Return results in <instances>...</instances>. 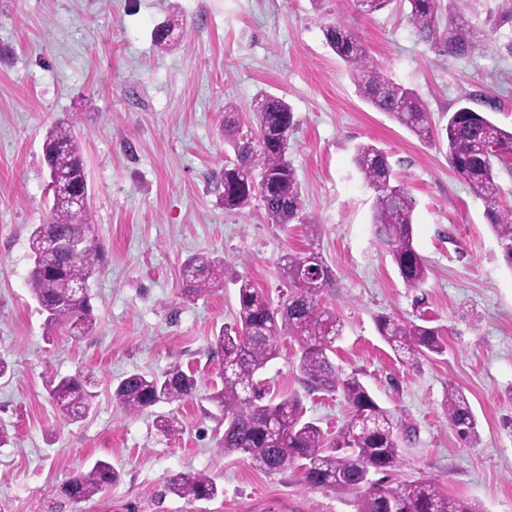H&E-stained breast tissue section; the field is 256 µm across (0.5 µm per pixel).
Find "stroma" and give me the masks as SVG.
Wrapping results in <instances>:
<instances>
[{
    "label": "stroma",
    "instance_id": "stroma-1",
    "mask_svg": "<svg viewBox=\"0 0 512 512\" xmlns=\"http://www.w3.org/2000/svg\"><path fill=\"white\" fill-rule=\"evenodd\" d=\"M333 17L354 29L370 59L414 89L434 117L463 99L512 128V24L459 58L435 54L396 7L365 17L353 0H332ZM182 19L183 41L163 51L155 27ZM325 19L310 0H0V422L14 439L0 448V506L6 512H355L351 499L298 476L260 470L224 454L222 432L202 399L218 382L210 351L238 308L235 277L270 298L283 288L285 254L317 245L336 278L324 298L343 323L333 362L358 373L402 430V463L386 483L426 475L485 512H512V268L503 262L484 202L444 153L379 112L356 92L347 65L327 46ZM266 92L292 107L288 158L304 213L318 224L267 223L258 205L225 210L214 175L224 165V104L252 121ZM81 134L95 234L106 262L90 281L92 335L47 332L27 284L32 225L50 205L45 133L60 119ZM384 149L413 205L414 245L430 273L407 287L371 222L374 193L352 163L357 144ZM223 256V286L180 298V268L194 254ZM425 318L447 329L445 353L411 365L396 360L375 317ZM262 373L272 395L299 393L305 420L334 432L349 410L339 394H305L299 345L279 340ZM192 369L200 398L161 403L138 416L112 399L111 380ZM92 374L98 397L81 421L64 420L49 390L76 371ZM465 393L479 440L467 443L441 409L449 384ZM182 428L160 433L154 417ZM122 477L86 503L59 487L95 460ZM206 472L222 490L210 502L166 492L167 479Z\"/></svg>",
    "mask_w": 512,
    "mask_h": 512
}]
</instances>
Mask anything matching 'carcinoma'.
I'll return each instance as SVG.
<instances>
[{
  "instance_id": "1",
  "label": "carcinoma",
  "mask_w": 512,
  "mask_h": 512,
  "mask_svg": "<svg viewBox=\"0 0 512 512\" xmlns=\"http://www.w3.org/2000/svg\"><path fill=\"white\" fill-rule=\"evenodd\" d=\"M467 0H353L356 11L371 16L394 3L408 4L407 23L421 40L440 56L457 58L474 52L492 38L497 27L512 20V9L488 29L475 32L461 20ZM179 19L155 31V43L167 49L180 41ZM328 47L351 71L360 96L373 108L389 115L423 143L446 149L449 167L484 201L487 223L493 230L502 258L512 268V206L500 204L501 186L496 165L512 174V131L496 125L483 112L462 105L439 126L428 106L412 89L389 80L370 61L359 35L339 21L323 26ZM237 106L224 104L225 143L231 155L216 183L223 187L221 202L227 211H240L261 201L269 224L286 227L304 223L302 198L295 169L288 160V138L295 121L290 104L274 95L255 99L252 112L256 127L242 129L228 120ZM43 161L53 192L46 222L32 225L29 235L28 286L46 328L64 330L75 338L90 336L96 328L89 280L101 269L105 254L96 242L90 204L81 207L71 198V189L90 193L75 126L56 122L42 145ZM353 163L364 184L373 190L372 223L379 242L387 247L398 273L409 288H418L428 277V268L413 245L412 203L398 181L386 152L372 143L356 147ZM64 237L82 244L71 254L57 257L54 266L42 258L49 240ZM325 263L312 248L284 256L282 279L286 291L273 303L248 279L237 280L239 308L234 324L213 337L210 349L224 365L221 384L214 385L205 400L214 405L217 424L224 425L219 447L224 454L243 453L261 470L288 477L300 474L309 487L326 488L354 498L356 512H484L480 505L448 497L438 479L417 480L386 486L371 473L391 471L402 463L398 423L373 398L358 374H346L333 363L330 353L341 336L343 324L322 305L335 285L327 270L313 288L296 275V267L308 257ZM224 257L198 253L188 257L181 269L180 296L196 300L224 282ZM377 330L396 357L416 363L422 357L447 350L442 329L392 315L376 316ZM289 336L300 344L297 369L308 391L339 392L349 405V419L336 432L322 430L303 420L302 399L297 394L264 401L266 389L260 375L279 355V338ZM94 380L79 370L62 377L51 390L59 413L77 421L89 413L97 393ZM112 398L130 415L141 414L159 403L181 402L196 396L198 380L190 369L174 363L160 373L134 372L110 382ZM442 408L460 437L474 441L478 423L468 399L455 384H448ZM159 431L174 434L181 423L174 414L158 415ZM120 470L111 461L98 459L85 471L73 475L60 488L72 502H88L116 483ZM168 492L190 501L213 500L221 493L204 472L180 473L166 484Z\"/></svg>"
}]
</instances>
